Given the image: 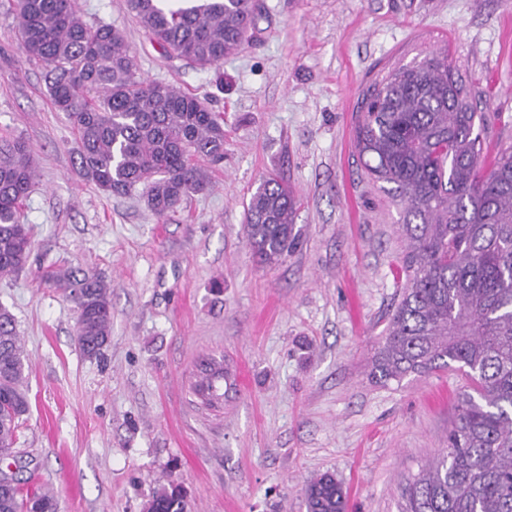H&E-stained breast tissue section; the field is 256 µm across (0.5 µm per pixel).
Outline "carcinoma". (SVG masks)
Instances as JSON below:
<instances>
[{"mask_svg":"<svg viewBox=\"0 0 512 512\" xmlns=\"http://www.w3.org/2000/svg\"><path fill=\"white\" fill-rule=\"evenodd\" d=\"M161 50L205 70L251 39L258 0H128ZM22 51L46 71L52 105L77 132L76 162L105 193L140 188L164 218L204 194L203 161L224 159V125L197 96L142 79L124 37L87 26L74 0H15ZM485 115L464 93L441 53L399 68L366 91L355 126L362 167L402 208L406 287L372 360L379 383L437 370L461 372L448 448L406 490L403 512H512V148L488 155ZM36 178L32 148L0 138V276L21 271L31 241L23 201ZM296 198L267 177L250 196L244 234L267 266L297 239ZM79 311L77 341L97 357L112 327L110 284L83 270L44 276ZM25 355L11 312L0 306V457L10 455L29 404ZM194 391L224 397L229 373L199 366ZM307 512H346L347 494L330 473L307 482ZM0 512H59L55 494L29 500L15 472L0 468ZM144 512H191L184 488L159 485Z\"/></svg>","mask_w":512,"mask_h":512,"instance_id":"1","label":"carcinoma"}]
</instances>
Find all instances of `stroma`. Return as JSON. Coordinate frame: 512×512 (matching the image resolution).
<instances>
[{
    "mask_svg": "<svg viewBox=\"0 0 512 512\" xmlns=\"http://www.w3.org/2000/svg\"><path fill=\"white\" fill-rule=\"evenodd\" d=\"M260 4L250 44L198 70L167 58L126 0H76L89 26L123 34L141 77L224 116L213 190L160 220L140 192L108 195L83 176L70 120L0 0V136L37 161L23 209L32 250L0 277L30 406L10 462L23 492L52 491L60 512H143L166 480L193 512H306L304 485L327 471L350 512H402L409 480L448 444L460 373L370 376L406 242L398 207L360 166L356 117L373 82L444 51L487 114V146H512V0ZM271 174L295 192L300 239L266 268L243 224ZM67 267L112 286L100 357L82 353L73 304L42 278ZM208 357L234 379L217 409L193 392Z\"/></svg>",
    "mask_w": 512,
    "mask_h": 512,
    "instance_id": "35a3bbf8",
    "label": "stroma"
}]
</instances>
